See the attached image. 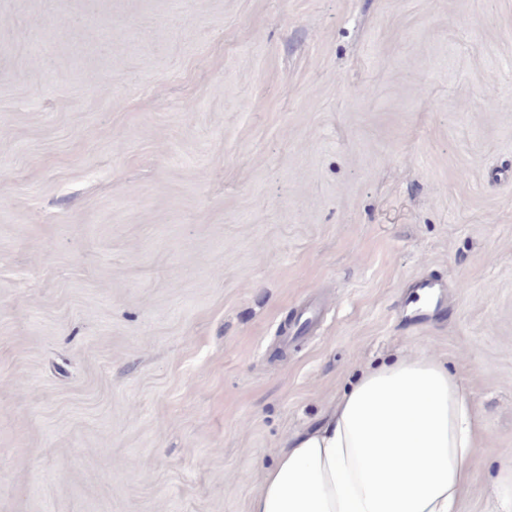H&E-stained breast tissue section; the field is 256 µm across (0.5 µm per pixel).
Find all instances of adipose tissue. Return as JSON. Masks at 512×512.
Here are the masks:
<instances>
[{
	"mask_svg": "<svg viewBox=\"0 0 512 512\" xmlns=\"http://www.w3.org/2000/svg\"><path fill=\"white\" fill-rule=\"evenodd\" d=\"M476 428L469 393L433 355L367 366L288 437L249 512H456Z\"/></svg>",
	"mask_w": 512,
	"mask_h": 512,
	"instance_id": "1",
	"label": "adipose tissue"
}]
</instances>
